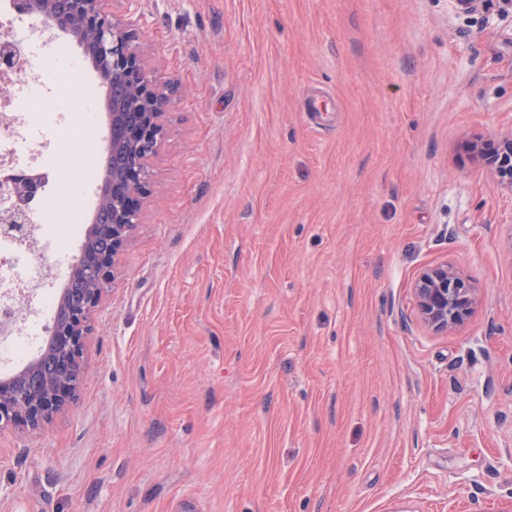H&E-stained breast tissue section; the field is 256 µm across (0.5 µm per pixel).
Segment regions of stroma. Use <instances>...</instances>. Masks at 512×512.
Segmentation results:
<instances>
[{
    "instance_id": "1",
    "label": "stroma",
    "mask_w": 512,
    "mask_h": 512,
    "mask_svg": "<svg viewBox=\"0 0 512 512\" xmlns=\"http://www.w3.org/2000/svg\"><path fill=\"white\" fill-rule=\"evenodd\" d=\"M178 93L88 379L0 512H512V5L115 0ZM478 293L451 333L411 284ZM498 152L496 155L487 157L476 146V153L483 168L500 184L504 189L512 193V133L498 138ZM411 288L420 321L446 333L454 331L467 319L477 300L469 279L448 262L424 268Z\"/></svg>"
}]
</instances>
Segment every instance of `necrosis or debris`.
Segmentation results:
<instances>
[{
    "label": "necrosis or debris",
    "mask_w": 512,
    "mask_h": 512,
    "mask_svg": "<svg viewBox=\"0 0 512 512\" xmlns=\"http://www.w3.org/2000/svg\"><path fill=\"white\" fill-rule=\"evenodd\" d=\"M11 85L0 97V173L34 165L55 182L68 177L56 139L66 113L53 94L45 65L18 55L4 75ZM83 221L70 217L66 225L52 220L16 232L0 226V367L23 362L41 348L50 327L56 295L49 287V258L69 238L79 235Z\"/></svg>",
    "instance_id": "1"
}]
</instances>
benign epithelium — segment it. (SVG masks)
<instances>
[{
	"label": "benign epithelium",
	"mask_w": 512,
	"mask_h": 512,
	"mask_svg": "<svg viewBox=\"0 0 512 512\" xmlns=\"http://www.w3.org/2000/svg\"><path fill=\"white\" fill-rule=\"evenodd\" d=\"M32 11L50 28L80 31L90 37L106 68L105 81L112 92V153L126 154L127 163L119 182L101 203L112 208V250L93 262L78 255L70 277L93 286L83 308L66 322L55 324L54 347L58 354L73 357L67 370L42 377L39 360L31 361L8 380H0V430L35 432L51 423L55 414L73 404L83 384V358L93 309L101 300L109 269L115 267L125 244L139 224L142 200L147 197L151 179L149 161L156 153L163 129L161 121L171 103V88L147 69L136 45L131 24L109 13V0H69L61 11L57 0H27ZM140 113V120L129 124L126 108ZM498 152L487 157L478 154L483 168L504 189L512 192V133L497 140ZM42 184L19 176L0 191L14 203L0 212V224L22 231L30 223L26 202ZM412 293L420 321L427 327L450 333L471 314L476 290L469 279L446 262L424 268L414 279Z\"/></svg>",
	"instance_id": "7a95c632"
}]
</instances>
